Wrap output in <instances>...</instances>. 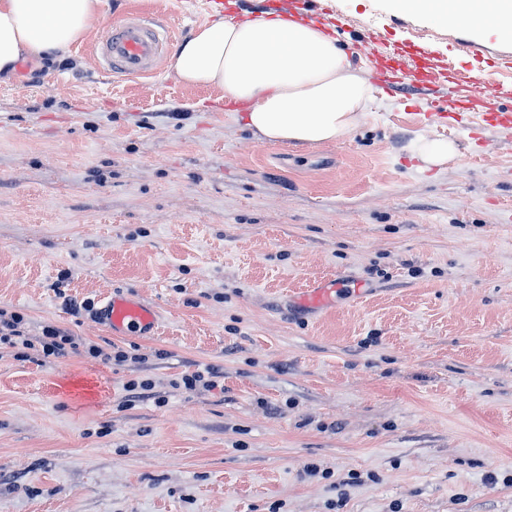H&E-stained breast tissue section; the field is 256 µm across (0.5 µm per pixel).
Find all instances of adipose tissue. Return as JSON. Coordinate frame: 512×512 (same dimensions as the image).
<instances>
[{
  "mask_svg": "<svg viewBox=\"0 0 512 512\" xmlns=\"http://www.w3.org/2000/svg\"><path fill=\"white\" fill-rule=\"evenodd\" d=\"M395 9L448 26L458 19L498 26L496 0H391ZM103 0H0V76L21 56L44 59L81 42ZM170 68L193 88L219 89L243 106L247 126L263 143L291 147L333 143L362 123L375 88L335 32L316 18L268 13L220 19L180 42Z\"/></svg>",
  "mask_w": 512,
  "mask_h": 512,
  "instance_id": "1",
  "label": "adipose tissue"
}]
</instances>
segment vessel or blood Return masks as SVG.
Here are the masks:
<instances>
[{
    "label": "vessel or blood",
    "instance_id": "1",
    "mask_svg": "<svg viewBox=\"0 0 512 512\" xmlns=\"http://www.w3.org/2000/svg\"><path fill=\"white\" fill-rule=\"evenodd\" d=\"M175 33L162 20L133 14L109 27L95 47L103 72L124 77L153 73L168 52ZM506 45L486 52L470 38L449 36L447 53L414 40L376 38L368 45L385 90L411 91L408 108L426 107L428 120H454L464 127L512 130V31ZM447 89L448 104L435 93ZM344 289L333 278L299 289L304 305L334 303ZM94 316L115 336H151L158 329L149 303L130 294L115 293L94 309Z\"/></svg>",
    "mask_w": 512,
    "mask_h": 512
}]
</instances>
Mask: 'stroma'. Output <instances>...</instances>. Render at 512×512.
<instances>
[{
  "label": "stroma",
  "instance_id": "1",
  "mask_svg": "<svg viewBox=\"0 0 512 512\" xmlns=\"http://www.w3.org/2000/svg\"><path fill=\"white\" fill-rule=\"evenodd\" d=\"M334 4L354 62L373 33L448 46L389 0ZM126 13L184 38L216 18L104 0L69 53L0 80V307L132 354L0 350V512H512V131L482 147L380 92L346 138L263 144L169 60L100 72ZM421 137L457 152L424 168ZM326 276L348 292L303 312L291 291ZM115 291L158 335L63 303ZM205 366L219 387H173ZM94 316L113 336H153L158 330L153 306L130 294H112L94 306Z\"/></svg>",
  "mask_w": 512,
  "mask_h": 512
}]
</instances>
